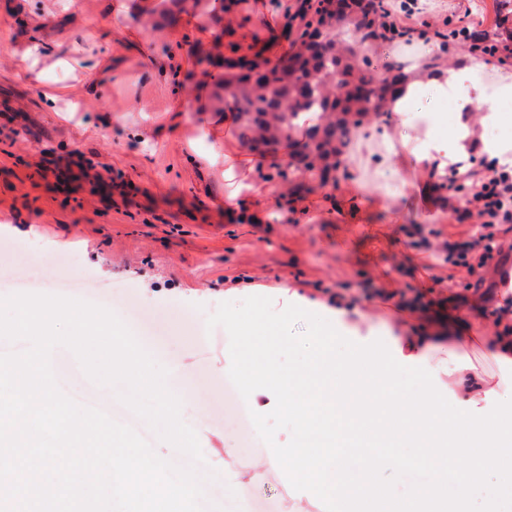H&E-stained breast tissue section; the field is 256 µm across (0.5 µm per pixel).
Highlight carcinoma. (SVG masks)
<instances>
[{"label": "carcinoma", "instance_id": "carcinoma-1", "mask_svg": "<svg viewBox=\"0 0 512 512\" xmlns=\"http://www.w3.org/2000/svg\"><path fill=\"white\" fill-rule=\"evenodd\" d=\"M334 13L315 5L301 33V47L288 60L267 72H254L242 61L239 71L218 80L223 106L236 114L242 143L252 150L274 145L291 136L295 120L304 112L317 113L318 123L307 133L305 150L293 157L294 170L324 185L334 178L338 159L350 143L348 134L386 114L388 101L405 82L403 63L388 65L379 73L367 52L381 40H400L404 30L387 21L384 0H340ZM495 29L460 31L448 26V44L464 43L478 56H494L501 45L499 30L512 22V0H494ZM454 197L471 191V175L437 185Z\"/></svg>", "mask_w": 512, "mask_h": 512}]
</instances>
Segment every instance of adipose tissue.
<instances>
[{
  "label": "adipose tissue",
  "mask_w": 512,
  "mask_h": 512,
  "mask_svg": "<svg viewBox=\"0 0 512 512\" xmlns=\"http://www.w3.org/2000/svg\"><path fill=\"white\" fill-rule=\"evenodd\" d=\"M488 68V63L474 57L437 69L415 65L403 95L389 106V125L373 121L359 129L368 145L396 134L409 139L410 106L428 93L452 96L458 112L453 137L426 135L411 153L388 155L378 170L382 176L413 173V187L431 218L441 215L431 200L432 185L446 180L449 169L464 171L474 156L486 157L498 170L512 168V144L485 135L499 119L495 100L512 96V80L486 83L482 75ZM234 126L230 111L222 123L197 120L190 125L193 142L210 146L205 162L224 166V211L230 217L281 201L277 189L264 178V155L240 149L231 135ZM310 308L318 320L312 331L316 345L308 357L284 376L273 361H265L246 391L284 398L289 414L301 424L302 435L300 446L286 449L283 456L298 467H311L319 490L339 500L341 512H385L376 479H369L366 491L356 492L343 477L348 456L376 444L389 448L390 465L402 459L404 449L426 450L423 460L432 483L419 500L401 504L399 512H444L449 471L472 459L478 473L512 480V462L501 439L503 428L512 425V336L501 337L486 350L498 365L494 373L480 370L464 356L466 338L452 326L410 339L386 328L382 331L386 345L367 342L334 359L323 340L348 327L353 312L316 302ZM441 348L448 351L452 378L445 400L435 388L439 367L432 358L433 350ZM402 368L417 380L420 392L396 385L395 374Z\"/></svg>",
  "instance_id": "ef3b65f1"
}]
</instances>
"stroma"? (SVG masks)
I'll return each mask as SVG.
<instances>
[{"mask_svg":"<svg viewBox=\"0 0 512 512\" xmlns=\"http://www.w3.org/2000/svg\"><path fill=\"white\" fill-rule=\"evenodd\" d=\"M0 0V274L37 271L47 280L85 284L81 300L110 307L132 331L154 343L157 363L181 381V415L197 433L204 463V512H231L248 491L256 512H340L338 501L301 482L294 466L272 463L276 449L296 443L298 426L278 405L254 410L263 452L246 450L224 401V379L242 381L243 361L274 357L280 370L303 360L312 338L311 312L296 298L358 308L350 333L334 336L336 356L351 352L369 325L418 335L421 326L448 319L475 335L465 350L477 366L499 329L490 312L512 301L496 266L481 271L484 298L469 275L451 270L440 244L463 241L478 220L457 223V198H437L441 217L410 187L379 191V205L353 207L354 174L320 184L277 172L288 160L272 155L266 178L288 195L262 222L225 217L210 190L224 187L220 166L192 169L175 102L201 78L222 68L204 58L245 56L271 31L282 43L271 62L286 59L298 28L284 12L292 0H236L216 21L211 0H163L151 23L113 15L111 0ZM420 12L398 14L403 26L430 36L466 15L490 28L493 0H422ZM136 32L150 55L168 59L166 75L141 67L128 50ZM38 38L51 53L40 64L42 89L59 93L48 107L30 84L19 52ZM103 61L100 69L93 60ZM90 160L86 176L70 160ZM218 478H208V470ZM474 512H512V486L485 476L469 485Z\"/></svg>","mask_w":512,"mask_h":512,"instance_id":"1","label":"stroma"}]
</instances>
